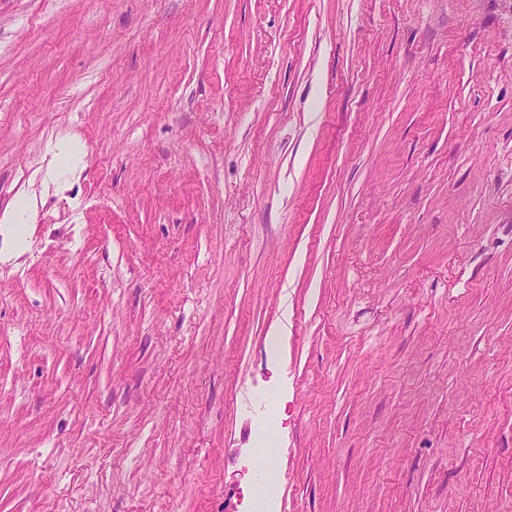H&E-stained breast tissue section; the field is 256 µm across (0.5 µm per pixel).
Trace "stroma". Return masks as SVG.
Instances as JSON below:
<instances>
[{"mask_svg": "<svg viewBox=\"0 0 512 512\" xmlns=\"http://www.w3.org/2000/svg\"><path fill=\"white\" fill-rule=\"evenodd\" d=\"M20 194L0 512L512 505V0H0Z\"/></svg>", "mask_w": 512, "mask_h": 512, "instance_id": "stroma-1", "label": "stroma"}]
</instances>
